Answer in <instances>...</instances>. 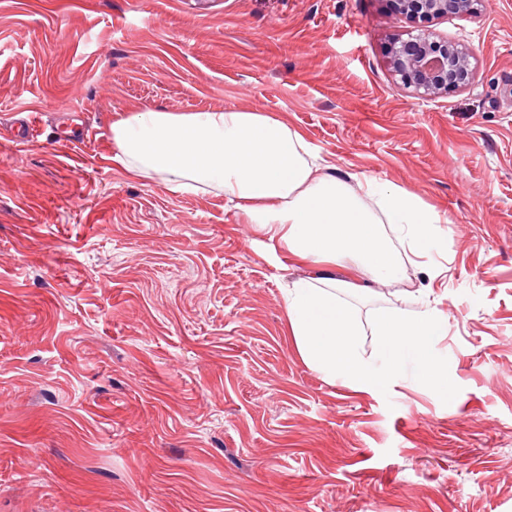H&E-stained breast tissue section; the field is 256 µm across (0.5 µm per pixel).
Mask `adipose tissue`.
<instances>
[{"mask_svg":"<svg viewBox=\"0 0 512 512\" xmlns=\"http://www.w3.org/2000/svg\"><path fill=\"white\" fill-rule=\"evenodd\" d=\"M111 132L113 159L131 176L159 177L174 192L215 189L293 256H344L375 282L400 273L389 233L422 250L443 221L402 189L337 176L299 132L256 111L133 108Z\"/></svg>","mask_w":512,"mask_h":512,"instance_id":"1","label":"adipose tissue"}]
</instances>
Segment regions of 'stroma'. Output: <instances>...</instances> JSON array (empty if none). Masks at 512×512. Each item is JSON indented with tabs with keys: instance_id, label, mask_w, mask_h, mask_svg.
Segmentation results:
<instances>
[{
	"instance_id": "1",
	"label": "stroma",
	"mask_w": 512,
	"mask_h": 512,
	"mask_svg": "<svg viewBox=\"0 0 512 512\" xmlns=\"http://www.w3.org/2000/svg\"><path fill=\"white\" fill-rule=\"evenodd\" d=\"M412 28L385 0H0V512H512V0L429 23L476 54L445 97L388 69ZM138 107L264 113L447 221L362 288L130 176L110 128ZM75 112L89 134L60 143ZM326 270L365 358L375 312L444 316L451 403L303 361L282 288Z\"/></svg>"
}]
</instances>
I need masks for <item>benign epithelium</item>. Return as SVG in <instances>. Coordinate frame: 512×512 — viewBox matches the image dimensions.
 Segmentation results:
<instances>
[{"instance_id": "benign-epithelium-1", "label": "benign epithelium", "mask_w": 512, "mask_h": 512, "mask_svg": "<svg viewBox=\"0 0 512 512\" xmlns=\"http://www.w3.org/2000/svg\"><path fill=\"white\" fill-rule=\"evenodd\" d=\"M392 12L417 24V33L394 38L387 65L404 88L422 98L442 97L467 88L474 78L472 48L436 36L425 24L448 16H471L485 0H387Z\"/></svg>"}]
</instances>
